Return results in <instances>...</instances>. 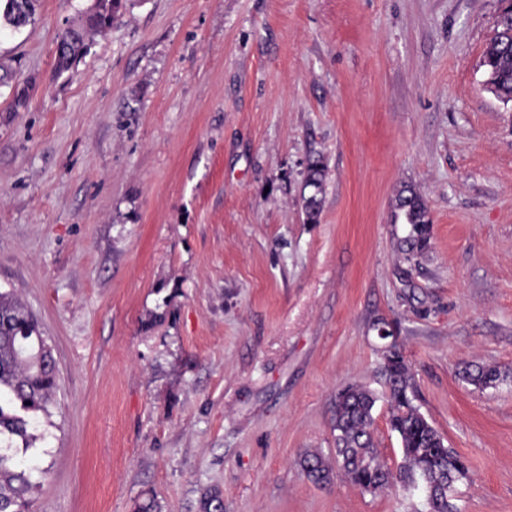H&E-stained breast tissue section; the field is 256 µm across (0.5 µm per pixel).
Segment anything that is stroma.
<instances>
[{"label":"stroma","mask_w":512,"mask_h":512,"mask_svg":"<svg viewBox=\"0 0 512 512\" xmlns=\"http://www.w3.org/2000/svg\"><path fill=\"white\" fill-rule=\"evenodd\" d=\"M92 3L38 0L35 24L0 28V291L59 370L30 512H198L213 490L224 512H418L401 485L300 465L333 457L355 383L396 468L390 341L469 468L462 512H512V112L481 66L500 0H126L56 75ZM407 186L432 221L416 256ZM468 365L503 378L476 388ZM326 178V167L319 159L313 160L307 169L304 185L303 213L305 221L308 224H316L319 222L322 209V194L324 189V181ZM311 188L312 196L308 201L306 199L305 190ZM408 193L407 195H403ZM397 210L408 227L400 240V248L407 254L423 250L430 239L431 221L423 200L411 189L404 190L398 198ZM302 466L308 478L315 484H324L331 479L332 467L319 451L307 452L303 457Z\"/></svg>","instance_id":"obj_1"}]
</instances>
